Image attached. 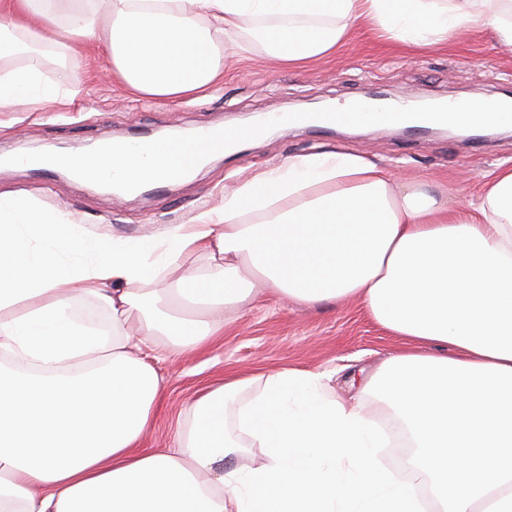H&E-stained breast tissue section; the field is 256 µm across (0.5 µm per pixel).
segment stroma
<instances>
[{"instance_id":"35a3bbf8","label":"stroma","mask_w":512,"mask_h":512,"mask_svg":"<svg viewBox=\"0 0 512 512\" xmlns=\"http://www.w3.org/2000/svg\"><path fill=\"white\" fill-rule=\"evenodd\" d=\"M38 65L57 89L79 85L73 100L0 112V153L40 147L64 150L91 145L102 135L144 136L163 130L243 125L251 117L314 103L338 104L371 91L391 97L435 101L456 96L478 100L512 96V46L487 31L467 33L446 50L388 46L363 29H354L336 58L305 70L267 73L247 61L234 63L219 83L195 98L160 100L134 97L105 75L103 49L88 52L81 76H74L60 47L0 58V68ZM385 165L401 182L423 181L431 191L440 182L475 194L482 174L512 164V130L495 135L444 133L416 135L402 129L312 131L280 128L235 153L214 157L192 179L159 193L119 198L81 187L53 174L0 168V191L24 190L48 209L68 210L92 232L138 241L166 227L191 223L201 210L221 206L226 192L290 157L335 147ZM405 340L377 324L361 303L303 306L259 295L224 325V340L177 361L159 359L164 396L144 448H170L190 420L193 399L225 373H268L301 366L329 377L330 387L352 396L348 382L365 378L401 348Z\"/></svg>"}]
</instances>
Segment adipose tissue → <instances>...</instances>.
I'll use <instances>...</instances> for the list:
<instances>
[{"mask_svg": "<svg viewBox=\"0 0 512 512\" xmlns=\"http://www.w3.org/2000/svg\"><path fill=\"white\" fill-rule=\"evenodd\" d=\"M472 24L511 46L512 0H0V57L51 42L77 65L99 44L132 94L181 99L222 80L230 54L305 69L356 26L431 49ZM58 95L37 65L0 68L1 110ZM192 252L205 274L184 268ZM261 290L359 299L408 340L361 394L402 421L407 469L440 512H512V165L465 205L341 148L134 243L0 192V512H419L361 405L301 367L225 376L176 447L143 450L163 397L149 355L209 345ZM82 296L110 314L106 334L74 315ZM249 448L259 466L224 468Z\"/></svg>", "mask_w": 512, "mask_h": 512, "instance_id": "1", "label": "adipose tissue"}]
</instances>
